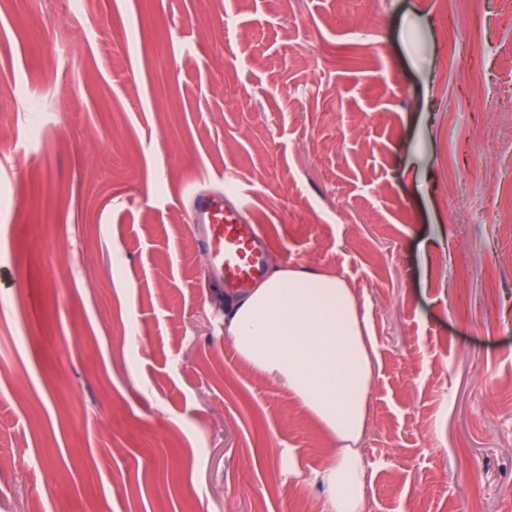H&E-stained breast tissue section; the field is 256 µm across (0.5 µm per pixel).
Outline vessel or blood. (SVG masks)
Instances as JSON below:
<instances>
[{
    "label": "vessel or blood",
    "mask_w": 512,
    "mask_h": 512,
    "mask_svg": "<svg viewBox=\"0 0 512 512\" xmlns=\"http://www.w3.org/2000/svg\"><path fill=\"white\" fill-rule=\"evenodd\" d=\"M189 218L203 227L208 277L242 292L263 276L265 237L245 208L225 206L223 196L195 190L190 194Z\"/></svg>",
    "instance_id": "obj_1"
}]
</instances>
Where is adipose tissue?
Instances as JSON below:
<instances>
[{
  "label": "adipose tissue",
  "mask_w": 512,
  "mask_h": 512,
  "mask_svg": "<svg viewBox=\"0 0 512 512\" xmlns=\"http://www.w3.org/2000/svg\"><path fill=\"white\" fill-rule=\"evenodd\" d=\"M224 331L255 372L276 377L336 439L314 481L325 512H362L366 462L359 443L375 375L373 345L352 292L336 276L273 267L225 303Z\"/></svg>",
  "instance_id": "ef3b65f1"
}]
</instances>
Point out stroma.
<instances>
[{
  "instance_id": "obj_1",
  "label": "stroma",
  "mask_w": 512,
  "mask_h": 512,
  "mask_svg": "<svg viewBox=\"0 0 512 512\" xmlns=\"http://www.w3.org/2000/svg\"><path fill=\"white\" fill-rule=\"evenodd\" d=\"M447 2L469 54L437 0H0V512H323L189 222L227 169L366 322L367 512H512V13Z\"/></svg>"
}]
</instances>
